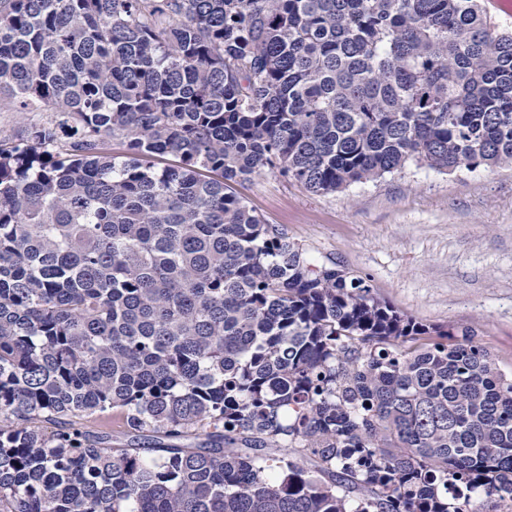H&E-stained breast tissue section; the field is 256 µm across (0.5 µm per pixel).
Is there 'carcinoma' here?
<instances>
[{
    "instance_id": "carcinoma-1",
    "label": "carcinoma",
    "mask_w": 512,
    "mask_h": 512,
    "mask_svg": "<svg viewBox=\"0 0 512 512\" xmlns=\"http://www.w3.org/2000/svg\"><path fill=\"white\" fill-rule=\"evenodd\" d=\"M0 100V512H512V374L231 191L511 166L481 0H0ZM46 112H13L4 102L0 103V139L21 131L29 122L40 121Z\"/></svg>"
}]
</instances>
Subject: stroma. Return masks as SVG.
Wrapping results in <instances>:
<instances>
[{
	"label": "stroma",
	"mask_w": 512,
	"mask_h": 512,
	"mask_svg": "<svg viewBox=\"0 0 512 512\" xmlns=\"http://www.w3.org/2000/svg\"><path fill=\"white\" fill-rule=\"evenodd\" d=\"M313 262L333 260L428 326L468 327L512 373V168L416 164L315 195L266 172L232 185Z\"/></svg>",
	"instance_id": "35a3bbf8"
}]
</instances>
